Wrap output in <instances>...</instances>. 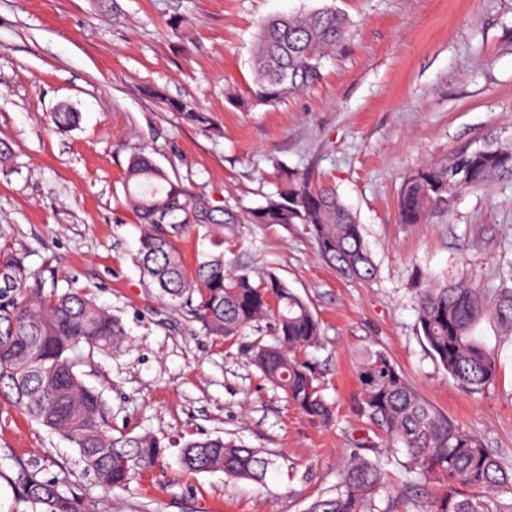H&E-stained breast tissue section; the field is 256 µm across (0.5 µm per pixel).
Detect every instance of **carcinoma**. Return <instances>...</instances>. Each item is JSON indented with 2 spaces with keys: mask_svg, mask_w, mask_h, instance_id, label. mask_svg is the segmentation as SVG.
<instances>
[{
  "mask_svg": "<svg viewBox=\"0 0 512 512\" xmlns=\"http://www.w3.org/2000/svg\"><path fill=\"white\" fill-rule=\"evenodd\" d=\"M348 27V18L333 7L261 19L253 52V102L277 103L313 84L322 59L342 45ZM171 106L192 123L211 124L189 101ZM52 120L69 128L79 115L61 106ZM504 178L512 179L511 147L485 143L426 163L401 185L400 222L420 224L455 195ZM124 190L142 226L138 262L160 296L184 304L210 336H239L268 320L276 343L254 340L250 360L303 413L328 420L330 408L315 371L297 358V352L318 341L317 317L277 274L269 272L256 282L248 266L225 260V253L237 247L245 224H303L321 257L340 275L373 278L377 268L361 224L336 190L284 168L277 190L262 204L234 210L189 196L147 153L129 161ZM190 231L207 243L191 269L178 247ZM26 259L21 252H0V398L67 439L99 484L124 489L139 471L156 464L165 445L150 434L113 437L102 396L83 382L78 367L82 346L107 351L127 333L106 307L78 288L44 293L45 282ZM414 299L419 333L432 356L462 391L482 392L494 380L496 366L473 330L486 317L512 330V288L500 289L490 307L472 280H440L419 272ZM356 377L362 394L358 411L386 432L394 462L421 482L438 479L448 487L428 512H512V464L421 398L384 352H366ZM368 450L367 445L350 449V463L334 493L317 498L308 512H366V497L386 477L383 464L366 456ZM180 464L190 472L221 471L261 482L275 461L255 448L206 437L185 444ZM65 481V475L44 481L25 465L11 478L31 512H95L75 492L58 491ZM507 494L511 498L502 499Z\"/></svg>",
  "mask_w": 512,
  "mask_h": 512,
  "instance_id": "obj_1",
  "label": "carcinoma"
}]
</instances>
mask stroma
I'll return each instance as SVG.
<instances>
[{
    "mask_svg": "<svg viewBox=\"0 0 512 512\" xmlns=\"http://www.w3.org/2000/svg\"><path fill=\"white\" fill-rule=\"evenodd\" d=\"M323 6L351 26L319 79L280 103L247 105L258 21ZM179 99L213 125L188 123L170 106ZM62 105L79 112L78 125H54ZM488 139L512 146V0H0V142L11 151L0 165V248L121 319L120 346L82 347V377L101 392L113 436L150 433L168 445L127 489L109 491L70 442L0 398V512H27L7 482L21 462L48 481L68 475L98 512H307L335 487L352 445L390 452L357 410L367 349L512 459V332L479 323L497 374L466 394L420 335L412 291L419 269L473 278L490 299L512 288V179L460 194L420 224L398 214L405 177ZM142 151L219 205L257 207L283 166L332 184L356 214L378 269L369 281L340 278L300 224H248L241 239L253 277L274 271L320 320L318 343L300 357L319 379L328 424L251 364L246 347L267 336L265 322L230 340L204 335L143 273L141 226L123 190ZM201 437L259 449L276 465L261 483L186 472L181 449ZM406 481L389 467L375 504L425 512L445 491L429 483L411 494Z\"/></svg>",
    "mask_w": 512,
    "mask_h": 512,
    "instance_id": "35a3bbf8",
    "label": "stroma"
}]
</instances>
